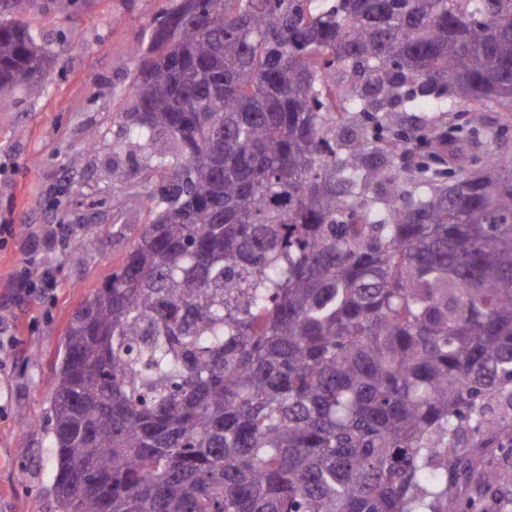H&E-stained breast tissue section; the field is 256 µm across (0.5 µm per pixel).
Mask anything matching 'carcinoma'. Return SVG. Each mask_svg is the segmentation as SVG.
<instances>
[{"mask_svg":"<svg viewBox=\"0 0 512 512\" xmlns=\"http://www.w3.org/2000/svg\"><path fill=\"white\" fill-rule=\"evenodd\" d=\"M49 76L1 21L0 95ZM129 97L151 218L65 334L57 512H446L466 436L512 445V173L335 130L512 112V0H178ZM348 115L350 116V120L347 123H344V124L339 123L336 125V139L337 140L348 139L353 134L354 135L359 134L358 127H360L364 131V133L368 137V139L375 144H385V141H387L391 137V134L385 130L382 135V137L384 138V141L383 142H374L373 124L366 122V120L359 114H348Z\"/></svg>","mask_w":512,"mask_h":512,"instance_id":"1","label":"carcinoma"}]
</instances>
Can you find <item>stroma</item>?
Returning a JSON list of instances; mask_svg holds the SVG:
<instances>
[{
    "instance_id": "stroma-1",
    "label": "stroma",
    "mask_w": 512,
    "mask_h": 512,
    "mask_svg": "<svg viewBox=\"0 0 512 512\" xmlns=\"http://www.w3.org/2000/svg\"><path fill=\"white\" fill-rule=\"evenodd\" d=\"M175 0H31L22 21L37 34L53 68L43 85L0 96V225L21 224L22 236L0 249V512H56L55 461L48 436L49 384L75 310L117 270L148 222L125 208L126 189L145 177V158L125 135L118 112L127 106L134 68L150 40V23ZM79 31L83 46L70 35ZM400 131L391 162L416 179L423 160L438 176L473 168L499 146L512 149V112H386ZM454 124L452 140L430 138L433 126ZM94 148H87L89 133ZM106 199L99 210L92 203ZM85 228L82 254L68 241ZM48 271L44 296L19 298L12 275L26 259ZM512 464L498 449L469 446L448 512L468 501L480 512H512V485L485 475Z\"/></svg>"
}]
</instances>
